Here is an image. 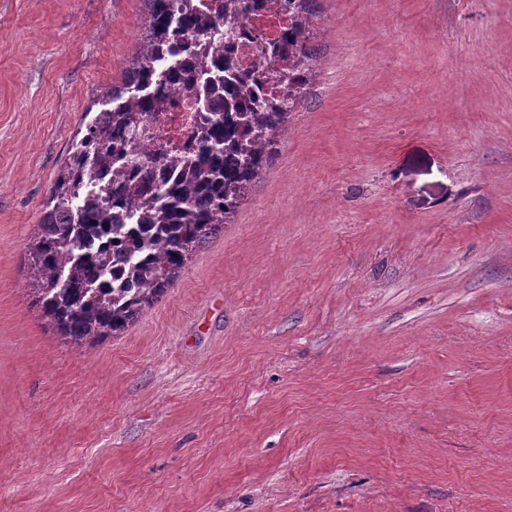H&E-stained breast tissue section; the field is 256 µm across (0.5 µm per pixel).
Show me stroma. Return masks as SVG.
<instances>
[{"label": "stroma", "mask_w": 512, "mask_h": 512, "mask_svg": "<svg viewBox=\"0 0 512 512\" xmlns=\"http://www.w3.org/2000/svg\"><path fill=\"white\" fill-rule=\"evenodd\" d=\"M145 0H0V512H512V0H320L290 134L127 331L26 248Z\"/></svg>", "instance_id": "stroma-1"}]
</instances>
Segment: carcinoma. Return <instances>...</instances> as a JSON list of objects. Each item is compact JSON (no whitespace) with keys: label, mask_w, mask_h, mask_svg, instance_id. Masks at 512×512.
Returning <instances> with one entry per match:
<instances>
[{"label":"carcinoma","mask_w":512,"mask_h":512,"mask_svg":"<svg viewBox=\"0 0 512 512\" xmlns=\"http://www.w3.org/2000/svg\"><path fill=\"white\" fill-rule=\"evenodd\" d=\"M149 20L142 46L161 47L177 23L199 44L217 36L219 20L197 9L168 12L166 0H146ZM316 0H297L288 32V64L257 74L240 73L226 56L214 65L207 54L191 68L206 73L207 116L195 134L197 150L182 165L183 178L160 186L146 203L115 179L98 194L89 191L98 169L111 157H125L124 135L140 115L164 107L152 61L131 65L127 87L110 94L111 107L98 113L87 134L74 143L53 187L54 205L45 211L28 247L34 305L59 335L92 347L123 333L169 288L215 227L226 223L246 190L269 165L278 140L272 128L288 123L313 67L309 46ZM272 73L288 83L290 101L273 104L251 93L249 80Z\"/></svg>","instance_id":"1"}]
</instances>
